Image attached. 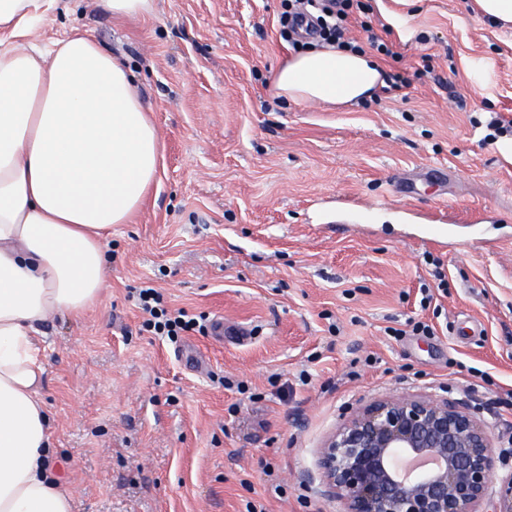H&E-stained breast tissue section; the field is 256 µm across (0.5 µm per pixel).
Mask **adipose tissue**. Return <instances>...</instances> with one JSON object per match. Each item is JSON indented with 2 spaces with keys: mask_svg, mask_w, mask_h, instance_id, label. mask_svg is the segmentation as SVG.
<instances>
[{
  "mask_svg": "<svg viewBox=\"0 0 512 512\" xmlns=\"http://www.w3.org/2000/svg\"><path fill=\"white\" fill-rule=\"evenodd\" d=\"M58 7L0 0V512H72L48 466L38 339L99 299L112 229L158 177V131L124 64L76 28L32 44ZM383 85L374 56L341 48L288 54L273 75L277 95L335 107Z\"/></svg>",
  "mask_w": 512,
  "mask_h": 512,
  "instance_id": "adipose-tissue-1",
  "label": "adipose tissue"
}]
</instances>
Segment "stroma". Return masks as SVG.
<instances>
[{"label":"stroma","instance_id":"stroma-1","mask_svg":"<svg viewBox=\"0 0 512 512\" xmlns=\"http://www.w3.org/2000/svg\"><path fill=\"white\" fill-rule=\"evenodd\" d=\"M371 5L350 37L371 26L386 74L410 82L345 109L276 95L282 0H155L123 23L62 0L35 32L106 46L160 139L97 304L41 339L49 464L73 512H340L303 477L348 411L386 394L448 396L512 445V133L486 128L512 117V30L472 0ZM145 281L223 337L145 331Z\"/></svg>","mask_w":512,"mask_h":512}]
</instances>
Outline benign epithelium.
Wrapping results in <instances>:
<instances>
[{
	"mask_svg": "<svg viewBox=\"0 0 512 512\" xmlns=\"http://www.w3.org/2000/svg\"><path fill=\"white\" fill-rule=\"evenodd\" d=\"M490 428L435 394L386 395L353 409L317 450L323 493L341 512H512V470Z\"/></svg>",
	"mask_w": 512,
	"mask_h": 512,
	"instance_id": "obj_1",
	"label": "benign epithelium"
}]
</instances>
